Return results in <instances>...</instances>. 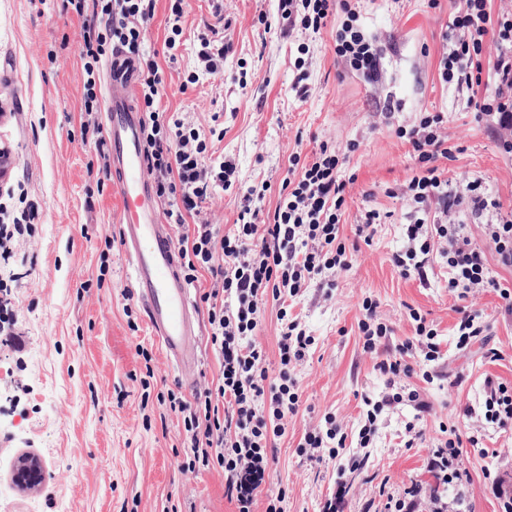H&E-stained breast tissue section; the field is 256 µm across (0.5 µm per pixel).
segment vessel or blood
<instances>
[{
    "label": "vessel or blood",
    "instance_id": "vessel-or-blood-1",
    "mask_svg": "<svg viewBox=\"0 0 512 512\" xmlns=\"http://www.w3.org/2000/svg\"><path fill=\"white\" fill-rule=\"evenodd\" d=\"M105 137L119 193V231L130 275L148 323L166 355L182 370H194L191 348L197 330L194 302L184 281L174 239L160 222L157 198L146 179L143 114L134 102L136 66L125 55L107 66Z\"/></svg>",
    "mask_w": 512,
    "mask_h": 512
}]
</instances>
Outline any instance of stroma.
<instances>
[{
	"label": "stroma",
	"instance_id": "35a3bbf8",
	"mask_svg": "<svg viewBox=\"0 0 512 512\" xmlns=\"http://www.w3.org/2000/svg\"><path fill=\"white\" fill-rule=\"evenodd\" d=\"M358 24L380 50L377 82L366 81L337 57V20L319 32L286 30L275 0H224L223 16L209 0H186L176 62L161 61L160 109L182 113L202 137L223 122L224 137L209 149L232 160L233 188L217 191L204 204L200 222L231 229L248 188L269 182L261 203L274 211L288 158L310 160L320 144L339 153L346 203L340 232L355 247L352 267L333 275L332 287H310L293 307L316 343L296 368L302 405L288 420L267 484L253 512L285 491L288 512H321L325 502L338 512H386L390 499L418 488L424 512H438L430 493L436 480L426 467L434 445L456 428L474 436L465 445L460 469L467 475L456 490L469 512H501L500 491L512 495V430L486 421L479 401L491 375L512 384V316L490 288L458 299L448 288V267L433 254L426 277L402 276L393 262L405 251V224L414 206L402 192L415 160L398 128H411L420 113L444 115L442 132L453 150L440 160L450 187L468 192L482 183L483 211L463 208L455 223L487 255L491 277L512 284L486 227L512 216V153L502 148L512 131L482 115L477 99L493 97L499 50L483 39L482 84L478 92L443 83L439 66L449 41L461 38L452 20L465 0H352ZM84 20L63 11L62 0H0V143L10 147L0 178V224L12 223L25 204L39 218L31 233L16 237L10 266L17 273L0 291L16 321L0 332V512H236L215 469L180 467L185 433L180 414L160 405L158 392L179 388L185 400L219 376V365L201 329L198 368L183 376L152 334L138 301L119 233L118 192L111 169L99 160L94 140L81 125L103 122L108 92L107 64L99 62L96 97L86 102L87 76L81 56ZM232 43L221 73L197 71V37L203 32ZM303 67H296V58ZM304 80L306 99L293 86ZM381 220L370 244L356 235L366 211ZM378 304L391 336L364 352L358 322L362 302ZM483 328L481 341L456 349L458 307ZM437 330L443 359L432 381L409 378L430 405L413 441L405 429L413 407L384 412L364 468L337 478L334 462L299 455L304 434L324 427L333 413L349 438H356L365 399H380L386 379L377 365L415 334L410 310ZM496 348L498 359L486 358ZM147 357H139L138 349ZM153 369L149 386L140 379ZM473 405L464 415L465 405ZM485 458H478V449ZM36 461L45 473L32 490L19 489V460Z\"/></svg>",
	"mask_w": 512,
	"mask_h": 512
}]
</instances>
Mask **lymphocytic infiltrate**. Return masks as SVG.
<instances>
[{"instance_id": "lymphocytic-infiltrate-1", "label": "lymphocytic infiltrate", "mask_w": 512, "mask_h": 512, "mask_svg": "<svg viewBox=\"0 0 512 512\" xmlns=\"http://www.w3.org/2000/svg\"><path fill=\"white\" fill-rule=\"evenodd\" d=\"M488 0H466V9L452 21L453 27L474 30L476 37L455 43L443 57L440 79L468 89L482 84L480 56L483 38L493 35L500 46L495 67L498 92L486 100L481 111L498 115L501 128H512V19L503 18L490 28ZM154 0H103L104 22L86 26L81 55L87 75L86 91H93V73L107 48H121L135 56L142 72L143 101L148 114V169L155 179L157 196L166 201L168 217L182 228L179 254L187 282L199 271H209L215 280L202 299L208 305L212 349L218 356L222 374L213 386L197 390L193 401H185L174 390L158 393L160 404L182 414L187 446L183 470L213 466L224 475V489L235 499L237 512H252L257 493L266 481L270 463L285 436V424L301 406V392L294 374L315 342L305 325L291 313V302L310 284L325 285L326 277L351 267L353 255L340 237L339 215L345 203V182L340 177L339 157L328 145H320L311 161L300 155L289 159L288 175L273 212L261 207L263 193L243 194L233 233L219 232L214 225L187 227L186 218L198 214L199 206L216 188H230L235 173L233 163L205 165L207 144L199 133L178 115L160 111L163 71L154 53L145 51L143 30L154 15ZM278 12L289 26L319 31L330 18H339L336 54L354 71L375 79L380 56L372 40L356 27V13L350 0H278ZM444 117L427 112L410 129H399L408 140L418 165L404 193L420 216L406 227L409 247L396 255L395 265L403 276H425L435 239L448 242L442 256L448 265V286L452 289L498 288L512 314V289L498 286L489 275L484 250L465 235L464 227L451 218L463 205L481 210L485 201L479 192L464 197L448 188L439 166L451 157L441 128ZM438 210L444 223L428 227L424 216ZM278 307L279 360L270 364L257 333L267 302ZM416 323L414 339L398 345L399 356L380 362L387 390L371 403L358 432V445L371 447L379 416L387 410L410 405L416 411L428 408L418 390L403 386V379L419 375L430 379V363L442 358L436 329L418 311H411ZM421 356L414 362L405 357L412 350ZM482 406L486 419L500 427L512 426V386L493 377L485 378ZM325 430L306 432L298 445L310 459H337L346 439L333 415H325ZM463 434L436 446L429 455L428 468L439 484L461 479L458 459Z\"/></svg>"}]
</instances>
